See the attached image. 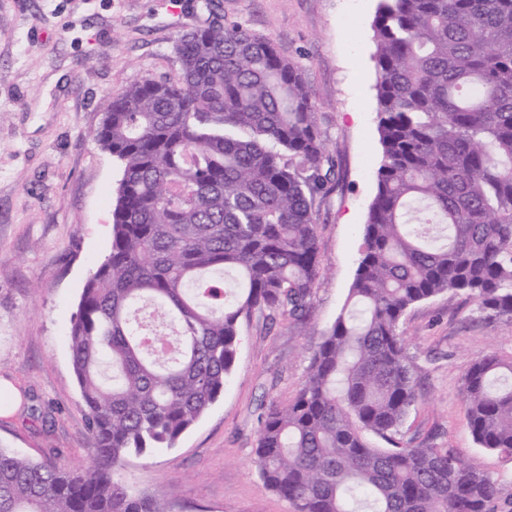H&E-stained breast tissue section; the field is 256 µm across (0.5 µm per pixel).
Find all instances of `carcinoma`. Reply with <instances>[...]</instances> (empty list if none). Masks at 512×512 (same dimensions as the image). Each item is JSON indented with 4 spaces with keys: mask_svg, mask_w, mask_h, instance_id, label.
<instances>
[{
    "mask_svg": "<svg viewBox=\"0 0 512 512\" xmlns=\"http://www.w3.org/2000/svg\"><path fill=\"white\" fill-rule=\"evenodd\" d=\"M373 31L382 160L357 269L302 386L261 414L254 463L294 512H512L455 449L399 438L418 402L404 313L451 291L512 320V0H379ZM175 50L178 77L126 87L95 133L121 178L69 344L96 465L0 446V512H168L117 472L224 394L254 313L313 314L312 193L334 164L312 88L237 26ZM462 396L475 443L512 457V357L471 363Z\"/></svg>",
    "mask_w": 512,
    "mask_h": 512,
    "instance_id": "1",
    "label": "carcinoma"
}]
</instances>
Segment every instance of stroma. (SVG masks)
Instances as JSON below:
<instances>
[{"label": "stroma", "mask_w": 512, "mask_h": 512, "mask_svg": "<svg viewBox=\"0 0 512 512\" xmlns=\"http://www.w3.org/2000/svg\"><path fill=\"white\" fill-rule=\"evenodd\" d=\"M0 0V380L22 402L0 413V445L65 467L92 439L68 331L84 284L108 254L120 167L93 136L113 96L180 73L175 41L215 19L270 38L314 90L336 176L317 192L323 275L304 323L256 314L219 401L175 447L130 459L122 481L169 512H292L254 466L260 406L293 397L355 276L381 160L373 20L378 0ZM419 400L405 442L445 444L512 497V458L474 441L461 395L473 361L512 356V322L450 292L400 322Z\"/></svg>", "instance_id": "stroma-1"}]
</instances>
